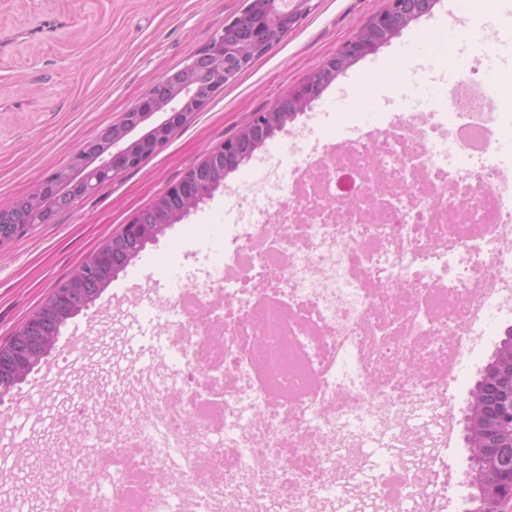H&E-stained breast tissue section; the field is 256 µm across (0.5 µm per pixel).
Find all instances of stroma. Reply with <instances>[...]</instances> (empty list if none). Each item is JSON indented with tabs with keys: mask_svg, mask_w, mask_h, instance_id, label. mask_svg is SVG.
<instances>
[{
	"mask_svg": "<svg viewBox=\"0 0 512 512\" xmlns=\"http://www.w3.org/2000/svg\"><path fill=\"white\" fill-rule=\"evenodd\" d=\"M448 2L437 0L431 13L337 76L285 130L229 173L223 190L147 244L89 310L67 321L55 355L14 389L5 408L25 404L41 373L56 367L58 351L81 350L96 337L117 345L136 332L143 310L133 305L134 296L156 293L168 299L172 277L187 285L212 268L218 226L234 203L229 191L241 183L261 184L262 159L305 165L332 146L328 130L356 125L366 133L372 125L396 121L394 109L371 119V104L394 92L388 83L361 90L366 76L399 68L418 97L429 85L451 88L427 48L415 43L427 25L448 22ZM245 5L246 0H0V205L27 195L68 166L85 141L140 104L152 84L182 68ZM386 6L387 0H310L307 13L284 38L179 127L162 149L71 208L56 211L50 223L1 244L0 342L87 255L237 134L255 113L274 107ZM511 330L512 313H495L477 343L462 352L460 376L448 390L457 418H464L477 380ZM55 441L50 432L25 444L21 463L1 476L25 505L48 503L44 477L61 467ZM438 454L448 473L441 491L447 512H464L469 493L461 485L469 456L465 429H458L454 444Z\"/></svg>",
	"mask_w": 512,
	"mask_h": 512,
	"instance_id": "stroma-1",
	"label": "stroma"
}]
</instances>
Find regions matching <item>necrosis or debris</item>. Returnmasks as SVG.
<instances>
[{"label":"necrosis or debris","mask_w":512,"mask_h":512,"mask_svg":"<svg viewBox=\"0 0 512 512\" xmlns=\"http://www.w3.org/2000/svg\"><path fill=\"white\" fill-rule=\"evenodd\" d=\"M462 77L435 113L291 169L222 266L157 304L148 366L114 367L69 418L58 372L32 431L55 429L67 512H326L370 448L399 512L439 473L450 350L512 289L503 116Z\"/></svg>","instance_id":"4bbe7bcc"}]
</instances>
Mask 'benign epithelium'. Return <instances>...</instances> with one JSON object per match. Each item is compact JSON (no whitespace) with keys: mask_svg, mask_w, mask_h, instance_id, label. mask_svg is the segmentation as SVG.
<instances>
[{"mask_svg":"<svg viewBox=\"0 0 512 512\" xmlns=\"http://www.w3.org/2000/svg\"><path fill=\"white\" fill-rule=\"evenodd\" d=\"M309 0H248L239 15L224 25L210 42L181 69L152 85L144 102L123 112L111 125L88 140L75 155L71 165L61 173L81 170L72 177L66 194L53 190V178L40 183L27 196L0 207L1 224H24L31 228L48 223L51 212L69 206L90 195L120 171L138 165L143 158L164 147L174 131L186 124L215 95L233 84L256 60L270 51L278 38L288 32L307 10ZM436 0H388L387 8L373 23L347 41L320 67L313 70L298 86L288 91V109L278 104L257 113L237 136L224 140L217 152L224 154V171L215 173L209 159H204L182 180L155 199V220L147 222L136 216L124 225L119 236L112 238L101 260H112V274H117L135 255L121 259V240L136 238L140 247L158 240L171 224H178L200 204L224 188V177L249 160L260 149L265 137L283 130L295 116L305 111L320 91L359 59L389 42L410 22L429 13ZM171 115L135 140L128 136L156 112ZM92 156L100 163L92 169L83 166ZM465 429L479 470L491 472V480L482 482L466 476L470 494L465 512H504L512 501V336L501 342L493 360L476 382L465 415Z\"/></svg>","mask_w":512,"mask_h":512,"instance_id":"7a95c632","label":"benign epithelium"}]
</instances>
